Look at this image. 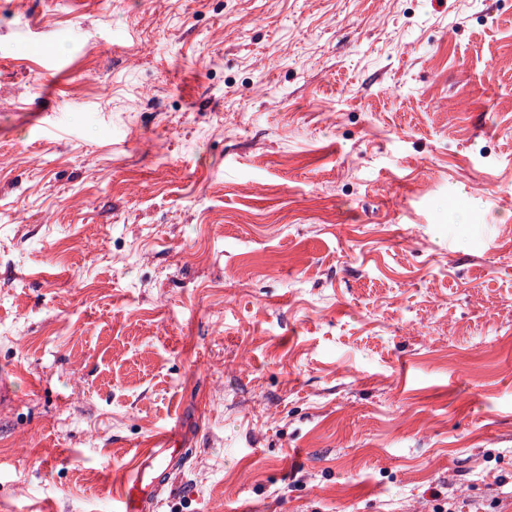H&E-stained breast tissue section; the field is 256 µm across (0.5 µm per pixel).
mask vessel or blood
<instances>
[{
	"label": "vessel or blood",
	"instance_id": "1",
	"mask_svg": "<svg viewBox=\"0 0 512 512\" xmlns=\"http://www.w3.org/2000/svg\"><path fill=\"white\" fill-rule=\"evenodd\" d=\"M185 448L161 433L141 451V463L112 495L110 512H151L160 491L169 489L181 471Z\"/></svg>",
	"mask_w": 512,
	"mask_h": 512
}]
</instances>
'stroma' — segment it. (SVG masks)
<instances>
[{"label":"stroma","mask_w":512,"mask_h":512,"mask_svg":"<svg viewBox=\"0 0 512 512\" xmlns=\"http://www.w3.org/2000/svg\"><path fill=\"white\" fill-rule=\"evenodd\" d=\"M512 512V0H0V512ZM140 453L141 463L130 471L128 480L112 495L111 512H148L154 510L156 497L168 490L182 470L181 460L187 448L162 432Z\"/></svg>","instance_id":"1"}]
</instances>
